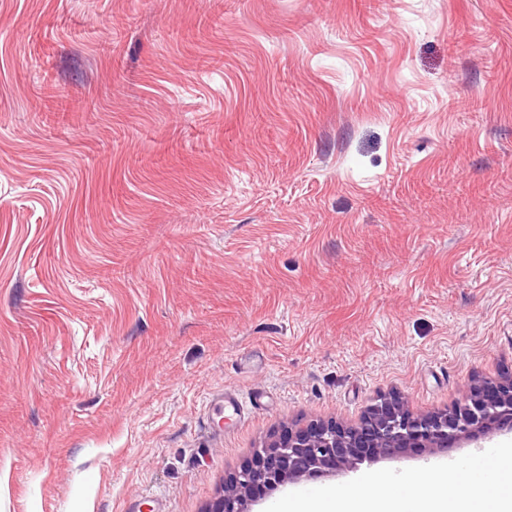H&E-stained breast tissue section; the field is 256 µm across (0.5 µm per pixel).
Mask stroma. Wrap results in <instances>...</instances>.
I'll list each match as a JSON object with an SVG mask.
<instances>
[{"label":"stroma","mask_w":512,"mask_h":512,"mask_svg":"<svg viewBox=\"0 0 512 512\" xmlns=\"http://www.w3.org/2000/svg\"><path fill=\"white\" fill-rule=\"evenodd\" d=\"M510 370L512 0H0V512H205Z\"/></svg>","instance_id":"35a3bbf8"}]
</instances>
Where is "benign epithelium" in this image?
Segmentation results:
<instances>
[{
    "label": "benign epithelium",
    "mask_w": 512,
    "mask_h": 512,
    "mask_svg": "<svg viewBox=\"0 0 512 512\" xmlns=\"http://www.w3.org/2000/svg\"><path fill=\"white\" fill-rule=\"evenodd\" d=\"M512 424V373L481 375L448 408L419 414L396 395L379 394L358 423L310 422L288 428L255 451L251 461L224 483V494L205 512H251L256 484L285 486L325 474L354 471L364 463L396 457L406 448H446L477 441L493 426Z\"/></svg>",
    "instance_id": "7a95c632"
}]
</instances>
